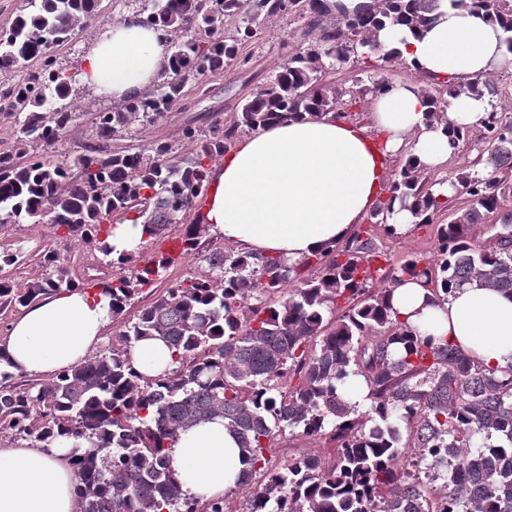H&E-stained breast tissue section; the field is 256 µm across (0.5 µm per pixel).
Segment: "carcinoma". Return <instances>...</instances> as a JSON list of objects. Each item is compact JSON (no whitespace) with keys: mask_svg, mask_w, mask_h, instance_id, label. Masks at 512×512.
Segmentation results:
<instances>
[{"mask_svg":"<svg viewBox=\"0 0 512 512\" xmlns=\"http://www.w3.org/2000/svg\"><path fill=\"white\" fill-rule=\"evenodd\" d=\"M99 2L21 0L0 34V106L17 127L12 149L0 152V224H51L101 255L112 277L100 291L112 297L114 318L165 276L173 253L201 255L205 267L140 308L108 350L43 382L18 383L0 370V433L47 450L68 446L80 512H231L225 496H188L168 454L180 431L216 417L247 452L249 468L237 482L247 492L245 512H512V367L485 366L420 332L390 302L392 286L406 280L437 299L472 281L512 294V224L491 225L483 246L474 235L512 201V117L493 104L496 82L423 90L426 121L445 125L454 150L479 132L478 155L458 169L448 196L406 158L370 214L374 223L341 244L290 264L213 245L200 214L211 166L241 134L327 112L345 119L363 97L384 90V78L348 88L326 78L364 55L403 64L398 51H382L378 31L430 23L436 0H376L329 24L337 4L328 0H123L141 5L139 22L159 31L166 59L151 90L96 113L94 131L104 140L163 117L206 73L247 64L240 47L273 18L306 20L305 40L250 90L232 121L205 131L185 126L186 154L157 143L60 158L54 148L75 118L79 88L54 48ZM448 2L495 19L512 53V0ZM21 60L39 67L18 76ZM461 94L491 101L465 129L448 126L450 100ZM460 198L454 219L436 225V255L394 264L377 245L378 232L393 234L395 207L430 225ZM131 213L147 239L115 255L113 221ZM174 224L183 231L172 252L138 265L141 251L168 238ZM23 258L18 246L0 250V271ZM41 267L23 285L0 277V309L80 287L56 249L44 251ZM150 338L171 350L172 367L157 376L137 372L131 357L133 344ZM351 375L367 385L366 412L351 398ZM286 433L330 440L333 462L273 461L270 442Z\"/></svg>","mask_w":512,"mask_h":512,"instance_id":"carcinoma-1","label":"carcinoma"}]
</instances>
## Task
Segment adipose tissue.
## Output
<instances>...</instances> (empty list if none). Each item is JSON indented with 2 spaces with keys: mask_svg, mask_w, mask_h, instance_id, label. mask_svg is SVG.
<instances>
[{
  "mask_svg": "<svg viewBox=\"0 0 512 512\" xmlns=\"http://www.w3.org/2000/svg\"><path fill=\"white\" fill-rule=\"evenodd\" d=\"M436 16L425 28L379 32L382 49L400 51L416 78L373 95L368 124L330 114L281 121L214 165L202 207L213 231L246 250L295 263L352 235L382 195L388 160L403 148L425 171H437L451 148L443 126L425 121L423 82L483 78L508 55L498 24L451 8L448 0H438ZM164 57L158 32L122 22L86 55L81 78L120 103L155 83ZM110 302L102 293L74 289L27 307L6 342L9 371L50 378L84 361L102 339ZM391 304L410 326L486 365H512V296L474 282L438 304L421 283L407 281L394 286ZM169 455L184 491L201 500L223 496L246 467L220 417L181 432ZM75 486L68 448H0V512H79Z\"/></svg>",
  "mask_w": 512,
  "mask_h": 512,
  "instance_id": "ef3b65f1",
  "label": "adipose tissue"
}]
</instances>
